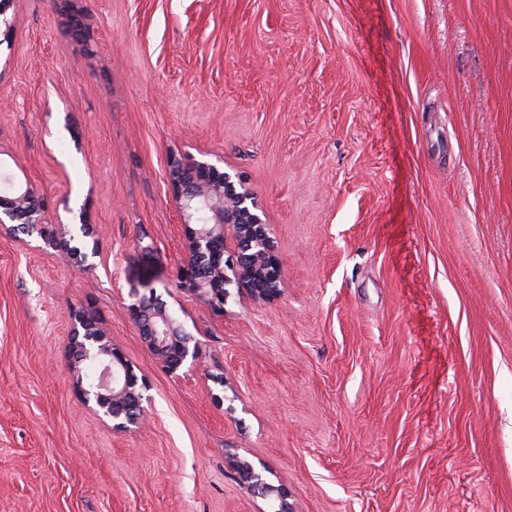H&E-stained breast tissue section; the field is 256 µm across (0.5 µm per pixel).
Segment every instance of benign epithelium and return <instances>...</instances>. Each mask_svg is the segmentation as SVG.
Wrapping results in <instances>:
<instances>
[{
  "label": "benign epithelium",
  "mask_w": 512,
  "mask_h": 512,
  "mask_svg": "<svg viewBox=\"0 0 512 512\" xmlns=\"http://www.w3.org/2000/svg\"><path fill=\"white\" fill-rule=\"evenodd\" d=\"M0 0V45L14 30ZM9 188L0 191V228L23 234L37 248L70 266H86L98 253L95 225L85 209L67 220L50 215L36 185L28 177L1 170ZM168 187L181 216L186 252L176 271L177 288L206 303L219 315L232 296L231 286L255 301H273L282 293V264L275 250L265 213L239 173L205 160L173 156L168 162ZM130 320L147 347L170 373L192 367L200 346L174 314L168 301L155 292L135 295L125 303ZM70 372L80 395L112 429L126 430L141 422L146 382L135 366L110 340L100 313L80 306L70 313ZM247 489L269 501L271 512H292L285 491L268 483L263 474L237 456H228Z\"/></svg>",
  "instance_id": "benign-epithelium-1"
}]
</instances>
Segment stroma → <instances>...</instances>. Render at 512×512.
Instances as JSON below:
<instances>
[{"label":"stroma","instance_id":"35a3bbf8","mask_svg":"<svg viewBox=\"0 0 512 512\" xmlns=\"http://www.w3.org/2000/svg\"><path fill=\"white\" fill-rule=\"evenodd\" d=\"M8 13L0 145L99 253L0 233V512H267L232 453L294 512H512V0ZM181 154L244 175L278 299L218 316L176 289ZM153 291L198 368L168 373L127 318ZM87 303L149 387L143 426L113 431L67 373Z\"/></svg>","mask_w":512,"mask_h":512}]
</instances>
